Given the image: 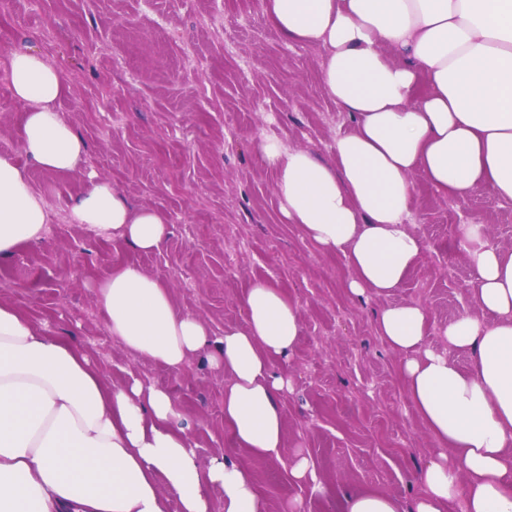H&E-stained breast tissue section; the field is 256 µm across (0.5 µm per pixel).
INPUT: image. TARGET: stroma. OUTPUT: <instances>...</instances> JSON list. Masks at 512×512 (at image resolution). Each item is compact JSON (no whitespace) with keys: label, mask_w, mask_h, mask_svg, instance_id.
Segmentation results:
<instances>
[{"label":"stroma","mask_w":512,"mask_h":512,"mask_svg":"<svg viewBox=\"0 0 512 512\" xmlns=\"http://www.w3.org/2000/svg\"><path fill=\"white\" fill-rule=\"evenodd\" d=\"M24 38L68 82L59 109L86 154L78 173H50L26 157L24 106L0 66V156L25 169L52 216L42 241L0 258V302L80 345L113 386L133 371L167 389L200 459L247 466L265 512H284L296 498L302 512H337V497L364 488L412 508L416 475L440 446L411 406L399 356L376 333L385 301L352 296L342 256L281 221L275 177L257 149L274 135L326 159L350 130L322 86L321 51L286 41L259 0H0V56ZM91 176L112 180L134 206L167 213L159 251L100 241L69 222L67 207ZM410 181L413 229L428 249L393 300L425 307L426 341L443 351V328L472 309L458 222L470 216L512 251V207L485 188L441 195L419 171ZM129 263L161 276L175 307L215 337L244 326L252 278L297 304L302 332L280 364L292 380L282 402L284 461L235 443L224 424V376L205 354L173 370L109 335L95 283ZM297 453L313 461L324 492L293 481L286 460Z\"/></svg>","instance_id":"35a3bbf8"}]
</instances>
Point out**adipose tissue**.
<instances>
[{
    "label": "adipose tissue",
    "mask_w": 512,
    "mask_h": 512,
    "mask_svg": "<svg viewBox=\"0 0 512 512\" xmlns=\"http://www.w3.org/2000/svg\"><path fill=\"white\" fill-rule=\"evenodd\" d=\"M261 9L285 40L322 50L323 86L353 122L325 160L270 136L258 144L283 223L342 254L351 294L395 293L422 256L409 223L414 171L440 192L485 187L512 204V0H261ZM5 65L25 106V154L48 172L77 171L85 144L57 110L70 91L59 69L28 45L11 48ZM70 219L143 253L168 235L164 212L134 207L105 178L85 183ZM50 221L25 171L1 157L0 256L39 242ZM459 235L474 310L444 328L448 351L426 345L417 303L387 305L376 329L442 447L418 474L413 512H512V252L472 224ZM95 288L107 332L138 357L176 370L208 342V325L136 265ZM242 304L244 326L225 330L210 362L224 375L237 444L278 460L290 380L277 365L301 334L299 309L265 278ZM452 349L470 355V369ZM213 488L224 512H264L247 467L200 460L168 391L137 377L113 387L82 348L0 303V512H212Z\"/></svg>",
    "instance_id": "adipose-tissue-1"
}]
</instances>
